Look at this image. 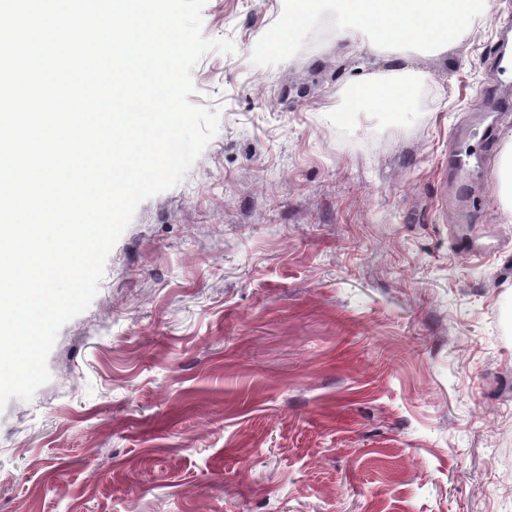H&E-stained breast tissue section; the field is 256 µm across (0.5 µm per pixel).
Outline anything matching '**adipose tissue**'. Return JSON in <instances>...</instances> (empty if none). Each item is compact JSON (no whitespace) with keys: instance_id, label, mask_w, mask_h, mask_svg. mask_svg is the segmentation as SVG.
Returning <instances> with one entry per match:
<instances>
[{"instance_id":"adipose-tissue-1","label":"adipose tissue","mask_w":512,"mask_h":512,"mask_svg":"<svg viewBox=\"0 0 512 512\" xmlns=\"http://www.w3.org/2000/svg\"><path fill=\"white\" fill-rule=\"evenodd\" d=\"M490 9V0H336L341 31L349 40L368 28L386 42L441 51L462 47Z\"/></svg>"}]
</instances>
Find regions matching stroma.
Here are the masks:
<instances>
[{"mask_svg": "<svg viewBox=\"0 0 512 512\" xmlns=\"http://www.w3.org/2000/svg\"><path fill=\"white\" fill-rule=\"evenodd\" d=\"M290 11L207 0L219 130L0 410V512H512V0L439 55ZM501 185V203L504 211L512 218V147L509 144L503 153L498 171Z\"/></svg>", "mask_w": 512, "mask_h": 512, "instance_id": "35a3bbf8", "label": "stroma"}]
</instances>
